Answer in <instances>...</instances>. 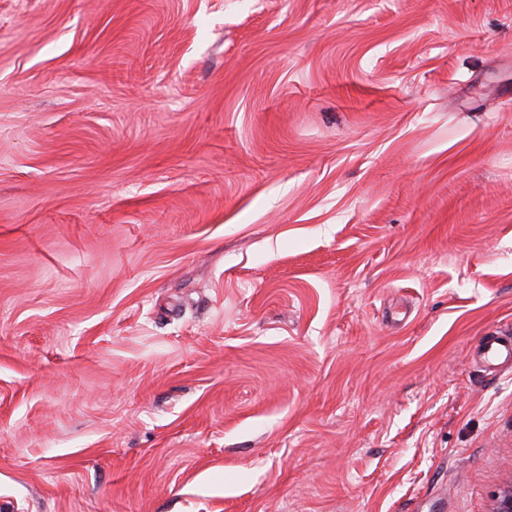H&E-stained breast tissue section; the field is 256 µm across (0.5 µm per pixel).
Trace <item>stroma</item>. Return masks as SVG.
<instances>
[{
    "instance_id": "35a3bbf8",
    "label": "stroma",
    "mask_w": 512,
    "mask_h": 512,
    "mask_svg": "<svg viewBox=\"0 0 512 512\" xmlns=\"http://www.w3.org/2000/svg\"><path fill=\"white\" fill-rule=\"evenodd\" d=\"M512 0H0V512H491Z\"/></svg>"
}]
</instances>
